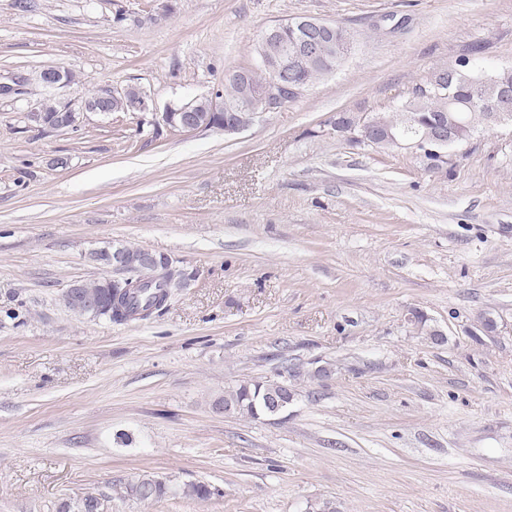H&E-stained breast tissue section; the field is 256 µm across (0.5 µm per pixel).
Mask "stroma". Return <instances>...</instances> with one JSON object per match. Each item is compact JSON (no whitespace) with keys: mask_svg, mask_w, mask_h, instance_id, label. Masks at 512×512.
<instances>
[{"mask_svg":"<svg viewBox=\"0 0 512 512\" xmlns=\"http://www.w3.org/2000/svg\"><path fill=\"white\" fill-rule=\"evenodd\" d=\"M31 3L0 0V84L21 87L0 94V512H512V122L432 172L332 127L397 111L474 45L512 67V0ZM298 16L352 31L334 73L234 135L155 124ZM54 66L81 83L44 89ZM127 86L153 113L86 111ZM48 96L74 127L31 119ZM120 245L187 283L146 320L68 309ZM267 380L283 413L216 411ZM142 476L222 495L121 497Z\"/></svg>","mask_w":512,"mask_h":512,"instance_id":"obj_1","label":"stroma"}]
</instances>
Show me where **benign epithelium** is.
Instances as JSON below:
<instances>
[{"label":"benign epithelium","instance_id":"1","mask_svg":"<svg viewBox=\"0 0 512 512\" xmlns=\"http://www.w3.org/2000/svg\"><path fill=\"white\" fill-rule=\"evenodd\" d=\"M297 24L308 30H314L318 36L306 38L299 45L301 58L317 59L321 55L322 38L329 36L331 27L329 24L318 20L301 19ZM256 69L268 74L266 92L243 100L239 111L232 113V118L224 121V133L233 134L249 127L255 118L264 112H274L286 103L288 93L299 92L295 84L288 81V64L273 63L262 57ZM41 80L50 88L63 87L66 84L65 69L52 67L42 73ZM128 89L120 91H107L97 97L95 102L86 103L89 111L101 115L112 112L111 105H126L130 112H151L153 105L150 97L141 96L135 100L127 99ZM194 99L177 100L170 103L164 111L155 113L157 123H161L172 131L199 132L203 130L200 115L192 110ZM489 107L502 115L512 111V89L501 88L497 98L489 103ZM413 124L412 115L400 114V122L390 126L381 125L376 119L361 123L359 127L350 132L352 138L366 143H376L390 140L400 147L412 148L424 155H433L438 160H446L448 145L451 142L449 126L446 123H438L428 128L420 135H410L409 128ZM106 264L112 266V270L127 268H140L142 274L135 278L133 284L152 282L165 279L168 272L167 259L155 253L143 249H126L114 247L105 250ZM63 300L68 303L76 313L91 318L98 315L104 305L105 297L96 285L85 283L75 284L68 288L63 295Z\"/></svg>","mask_w":512,"mask_h":512}]
</instances>
